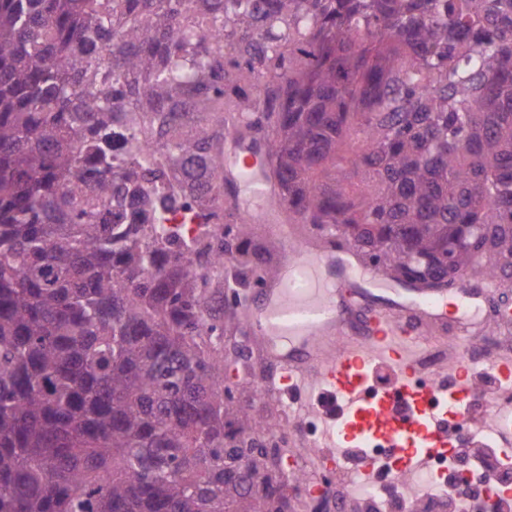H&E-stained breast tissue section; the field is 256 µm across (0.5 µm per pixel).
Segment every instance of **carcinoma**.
<instances>
[{
  "mask_svg": "<svg viewBox=\"0 0 512 512\" xmlns=\"http://www.w3.org/2000/svg\"><path fill=\"white\" fill-rule=\"evenodd\" d=\"M228 105L289 219L512 285V0H0V512L291 508L224 386V288L277 273Z\"/></svg>",
  "mask_w": 512,
  "mask_h": 512,
  "instance_id": "1",
  "label": "carcinoma"
}]
</instances>
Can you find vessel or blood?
I'll use <instances>...</instances> for the list:
<instances>
[{
	"label": "vessel or blood",
	"instance_id": "b4317fda",
	"mask_svg": "<svg viewBox=\"0 0 512 512\" xmlns=\"http://www.w3.org/2000/svg\"><path fill=\"white\" fill-rule=\"evenodd\" d=\"M240 151L251 171L248 212L285 246L278 276L250 299L248 325L265 336L283 391L304 396L306 409L322 420L323 464L337 467L342 449L373 443L396 449L398 473H419L447 456L449 430L468 415L475 383L462 370L451 381H421L425 338L416 325L421 318L446 323L447 297L412 304L381 297L376 274L358 275L351 248H337L331 235L318 247L278 223L273 188L262 176L269 153L246 145ZM380 367L392 374L383 386L374 380Z\"/></svg>",
	"mask_w": 512,
	"mask_h": 512
}]
</instances>
